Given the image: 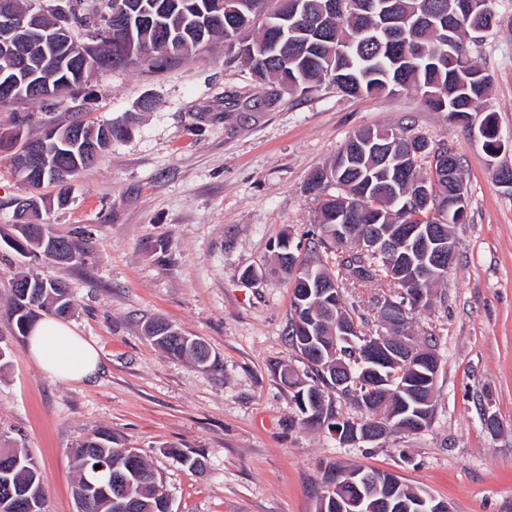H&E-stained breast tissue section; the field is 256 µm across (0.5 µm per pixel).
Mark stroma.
I'll list each match as a JSON object with an SVG mask.
<instances>
[{
    "label": "stroma",
    "instance_id": "obj_1",
    "mask_svg": "<svg viewBox=\"0 0 512 512\" xmlns=\"http://www.w3.org/2000/svg\"><path fill=\"white\" fill-rule=\"evenodd\" d=\"M495 31L470 47L490 74L470 123L452 124L419 93L309 94L255 80L229 61L223 41L154 73L140 65L91 73L76 98L51 111L32 103L0 108V135L41 117L137 120L129 133L71 182L69 202L39 189L31 220L75 240L83 263H35L0 249V446L29 449L40 463L45 512H77L71 450L106 428L139 448L170 499L171 512H316L328 465L364 466L447 502L451 512H512V190L495 178L512 150L489 158L480 126L493 114L512 140V0H491ZM154 102L141 111L143 99ZM390 127L429 145L447 142L462 165L468 214L455 225V260L428 306L411 313L412 334L440 359L430 426L375 444H340L326 427L303 426L281 376L307 361L288 342L291 290L276 261L290 237L310 257L320 201L311 174L358 131ZM28 188L0 153V228L15 222ZM65 282L68 322L95 344L101 369L88 381L53 379L7 323L20 272ZM396 291L375 283L343 292L380 334L378 306ZM163 318L203 340L208 369L152 344L145 324ZM499 421L498 431L484 424ZM206 460L197 473L172 449Z\"/></svg>",
    "mask_w": 512,
    "mask_h": 512
}]
</instances>
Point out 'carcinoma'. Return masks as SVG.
<instances>
[{
  "label": "carcinoma",
  "instance_id": "carcinoma-1",
  "mask_svg": "<svg viewBox=\"0 0 512 512\" xmlns=\"http://www.w3.org/2000/svg\"><path fill=\"white\" fill-rule=\"evenodd\" d=\"M75 0L68 26L92 28L100 33L99 43L88 50L72 40L80 51L49 40L41 46L27 47L11 58L0 52V78L24 79L34 75L51 87L45 97L0 98L3 105L25 101L46 103L61 95L79 92L87 75L103 67H116L138 61L154 70L167 68L186 59L197 48L215 37L235 34L229 46L233 58L243 62L259 81L274 80L285 89L312 92L326 84L351 95L390 93L394 88H421L425 102L448 113L451 122L466 121L485 97L489 75L475 65L466 49L465 39L479 29L490 27V18L480 10H465L456 0H344V10L328 13L326 0H301L296 15H288V0H130L132 17L124 30L110 31L102 14L78 8ZM14 8L34 19L47 36L59 22L52 10L42 9L33 0H13ZM170 35L162 54L147 60L139 57L154 47L162 33ZM54 128L56 138L41 136L31 143L48 144V164L39 171L13 164L14 174L27 186L37 189L44 184L60 187L57 205L66 204L69 182L91 168L95 160L86 155L84 143H94L98 152L122 137L127 124H85L74 120L66 125L45 123ZM84 128L82 141H61L59 136L73 127ZM484 149L500 150L501 137L494 115L483 119ZM423 138L406 137L391 128L362 130L347 142L343 152L358 145L371 144L362 164L363 173L344 170L339 159L321 169L325 183L308 182L307 190L324 195L330 183H340L347 190L349 226L352 237L369 233L371 226L383 232L392 225L404 223L408 217L426 212L424 204L408 195L409 185L418 178L436 184L441 204H451L452 220L461 224L466 212L456 203L455 185L443 178L448 161L459 162L445 143L427 150L434 155L435 168L422 173L410 166L395 188L401 195L370 187L382 169L379 147L387 143L394 149L410 153V145ZM339 197L333 194L321 201L316 224L319 233L311 238L310 250L323 252L327 261L319 264L300 262L281 267L292 290L290 345L306 344L305 358L312 376L305 386L302 379L284 374L288 385L296 386L295 403L303 425H324L327 429L344 428L353 422L342 417L333 406L336 388V321L356 320L355 310L340 303L341 290L366 283L383 282L389 288L404 285L389 277L383 261L362 255L336 237V211ZM25 223L11 225L17 240L7 243L16 254L30 259L45 258L66 263H79L83 253L77 244L50 232L41 236L26 233ZM334 282L337 289L321 296L308 291L304 272ZM13 302L8 323L14 334L28 335L40 313L55 318L68 317L74 308L68 288L59 281H47L33 274L20 275L12 283ZM317 325L318 337L312 339L306 328ZM145 334L167 354L188 359L201 368L212 365L207 345L163 320L145 327ZM427 370L413 362L391 367L385 379L368 395L371 405L365 407L360 420L385 421L406 398L402 387L416 385L428 388ZM73 465L78 474L75 486L86 502L85 512H160L167 498L143 456L136 448H125L108 429H97L73 451ZM101 469H95V466ZM9 501L12 512H43L44 487L41 468L25 448H0V503Z\"/></svg>",
  "mask_w": 512,
  "mask_h": 512
}]
</instances>
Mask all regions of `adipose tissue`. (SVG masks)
<instances>
[{
  "mask_svg": "<svg viewBox=\"0 0 512 512\" xmlns=\"http://www.w3.org/2000/svg\"><path fill=\"white\" fill-rule=\"evenodd\" d=\"M28 352L48 376L65 381H85L100 368L97 348L63 321H38L27 337Z\"/></svg>",
  "mask_w": 512,
  "mask_h": 512,
  "instance_id": "obj_1",
  "label": "adipose tissue"
}]
</instances>
